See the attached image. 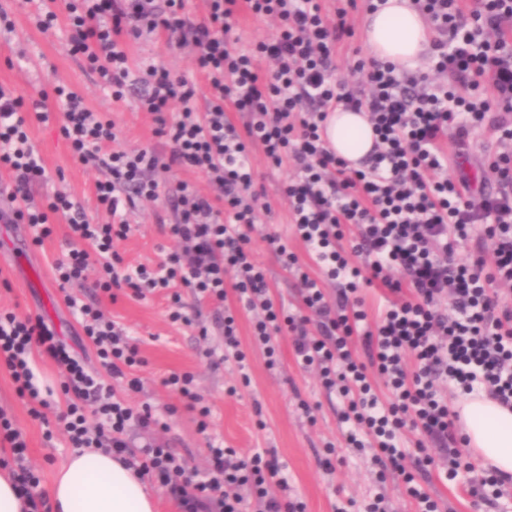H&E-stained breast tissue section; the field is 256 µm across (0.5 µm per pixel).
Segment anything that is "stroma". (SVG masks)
Here are the masks:
<instances>
[{
  "instance_id": "1",
  "label": "stroma",
  "mask_w": 512,
  "mask_h": 512,
  "mask_svg": "<svg viewBox=\"0 0 512 512\" xmlns=\"http://www.w3.org/2000/svg\"><path fill=\"white\" fill-rule=\"evenodd\" d=\"M42 10V0H0V86L23 97L29 107L41 94L65 87L82 97L87 107L112 119L120 132L121 149L148 150L162 156L168 153L165 141L155 135L152 115L140 107L139 98L147 90L143 82L147 67L161 66L189 77L196 87L191 107L200 113L209 109L211 90L196 68L190 47H171L164 39L148 35L128 40L138 81L117 101L107 80L91 70L81 55L71 52L66 13H59L54 25L44 30L39 26ZM25 118L27 133L44 167L43 178L31 186L34 205L46 208L55 194L64 193L83 207L91 222H108L95 194L101 172L73 157L59 123L38 122L31 110ZM251 152L255 189L267 209L260 214L262 228L253 233L250 250L266 274L274 300L294 312L301 306L295 272L283 268L262 240L263 231L280 233L300 264H307L306 248L293 234L283 195L294 170L272 167L259 147H252ZM171 218L164 199L136 202L126 213L130 232L115 244L124 265L157 263L164 251L174 248V241L162 234L159 225L160 220ZM51 222L52 236L39 245L30 241L24 225L0 223V312L41 316L92 370L100 367L97 349L67 306V298L101 310L105 320L139 343L145 363L137 373L143 389L132 395L131 401L150 405L167 428H131V453L140 454L144 445L158 440L201 468L213 444L234 449L241 458L259 453L277 462L281 477L288 481L289 498L303 502L305 512H364L368 503L378 499L383 500L387 512H418L417 502L408 495L401 478L379 476L370 463L371 450L347 446L348 426L340 419L343 398L324 389L316 367L297 361L289 333L279 336L275 346L278 365L270 369L263 347L254 342L252 314L234 298L221 305L192 289H181L184 311L191 318L186 324L170 320V301L163 292L139 299L124 287L111 297L97 287L92 272L60 284L54 267L70 248V230L60 216H52ZM228 312L236 319V334L247 356L242 368L224 357V315ZM173 372L193 375L195 390L211 409L207 432H199L195 414L181 409L178 396L164 386V379ZM0 409L24 433L28 463L39 475L42 488H49L57 469L73 453L66 436L58 429L47 432L30 416L3 368ZM330 445L336 448V462L334 470L328 471L320 460ZM428 452L439 472L431 480H418L417 485L437 501L440 512H512V488L499 493L488 482L489 471L468 449H461L453 465L448 462L447 450L432 444ZM474 485L481 487L486 502L475 503L470 496Z\"/></svg>"
}]
</instances>
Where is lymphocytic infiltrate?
Returning a JSON list of instances; mask_svg holds the SVG:
<instances>
[{"mask_svg":"<svg viewBox=\"0 0 512 512\" xmlns=\"http://www.w3.org/2000/svg\"><path fill=\"white\" fill-rule=\"evenodd\" d=\"M361 4L375 6L374 0H345L330 11L322 0H210L207 21L192 26L182 13L183 0L159 6L154 0H66L71 50L108 78L114 99L123 98L132 71L122 36L137 39L158 31L168 44L192 43L216 103L207 112H194L187 80L149 67L141 105L153 114L156 133L169 147L163 158L148 150H111L114 122L65 88H57L55 103L36 102L37 120L60 122L73 156L103 174L97 199L113 221L93 224L79 204L62 195L47 210L28 207L30 183L44 168L25 130L22 98L0 88V166L13 174L12 208L0 211V220L26 224L40 243L52 234L50 215H64L75 247L56 265L62 283L81 279L94 267L106 293L124 284L141 297L178 284L219 302L232 294L248 310L261 312L255 337L265 348H272L277 334L293 333L301 364L318 366L325 387L347 399L348 443L358 445L362 433L373 436V465L403 475L423 512H436L405 472L401 429L419 427L416 447L422 452L429 440L458 444L459 415L436 397L435 385L443 380L468 392L482 385L512 407V307L501 304L495 290L500 283L512 285V0H413L434 33V69L451 76V84L429 86L412 71L360 58L352 70L364 75L366 90L358 95L333 76L332 61L353 35L349 11ZM245 13L278 19V34L251 51L240 50L231 35ZM175 102L183 105L176 114L170 111ZM341 105L367 112L375 131L373 150L358 169L321 138L328 113ZM234 112L246 113L243 127L232 122ZM478 127L497 144L496 152L484 157L496 176L489 190L464 163L470 134ZM450 134L458 147L454 176L445 173L441 148ZM254 145L273 166L297 171L284 194L293 232L320 274L299 273L302 306L295 313L276 307L249 249L259 220L250 162ZM167 164L204 172L219 189L223 208L186 182L160 188L151 174ZM161 195L176 216L163 230L177 249L166 252L156 267L140 265L120 274L122 258L113 242L130 231L119 220L124 206L136 197ZM352 224L361 232L346 251L339 242ZM477 226L495 241L493 263L470 243ZM465 249L470 261H458ZM360 278L388 288L392 300L368 313L357 294ZM325 279L340 283L336 297L326 295ZM446 296L452 300L447 312L441 308ZM68 304L98 348V370H85L40 317L0 315V366L9 371L32 417L62 425L72 447L104 449L139 478L157 480L182 512H243L248 494L257 502L256 512H304L303 503L269 495L267 486L279 469L258 454L245 459L230 448L211 449L203 473L159 444L145 445L141 458L132 459L127 428L160 423L150 406L137 409L126 398L141 389L140 379L130 374L142 362L139 347L98 310L73 298ZM311 323L317 328L313 337L307 331ZM356 333L365 351L362 362L350 349ZM36 353L54 361L65 392L74 397L52 417L36 381ZM410 356L416 361L412 371L406 365ZM372 369L384 377L393 401L383 402L373 391ZM89 402L96 406L92 426L83 412ZM0 445L12 451L0 467L10 469L27 512H50L40 478L27 463L26 439L1 413ZM433 463L423 452L416 469L427 472Z\"/></svg>","mask_w":512,"mask_h":512,"instance_id":"f902f5d3","label":"lymphocytic infiltrate"}]
</instances>
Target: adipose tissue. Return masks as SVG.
<instances>
[{
    "instance_id": "ef3b65f1",
    "label": "adipose tissue",
    "mask_w": 512,
    "mask_h": 512,
    "mask_svg": "<svg viewBox=\"0 0 512 512\" xmlns=\"http://www.w3.org/2000/svg\"><path fill=\"white\" fill-rule=\"evenodd\" d=\"M371 55L408 69L423 61L431 42L424 17L412 0H387L362 21ZM329 149L358 164L372 149L374 131L366 113L342 107L330 112L323 135ZM469 448L485 466L512 474V408L485 394H470L456 406ZM51 512H157L154 497L132 470L96 448L71 456L49 488Z\"/></svg>"
}]
</instances>
